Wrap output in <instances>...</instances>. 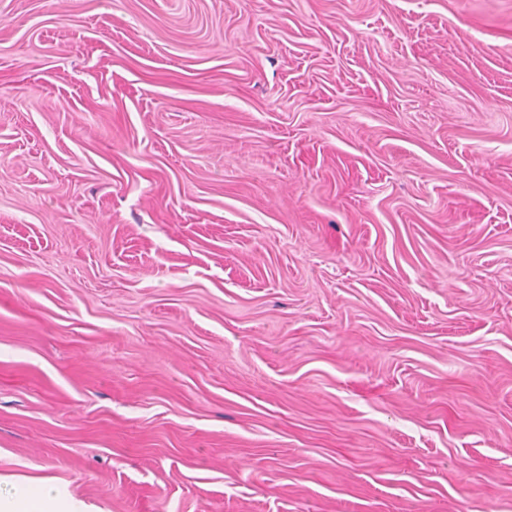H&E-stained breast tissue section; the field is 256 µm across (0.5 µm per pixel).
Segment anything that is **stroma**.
<instances>
[{"instance_id": "1", "label": "stroma", "mask_w": 512, "mask_h": 512, "mask_svg": "<svg viewBox=\"0 0 512 512\" xmlns=\"http://www.w3.org/2000/svg\"><path fill=\"white\" fill-rule=\"evenodd\" d=\"M512 512V0H0V492Z\"/></svg>"}]
</instances>
